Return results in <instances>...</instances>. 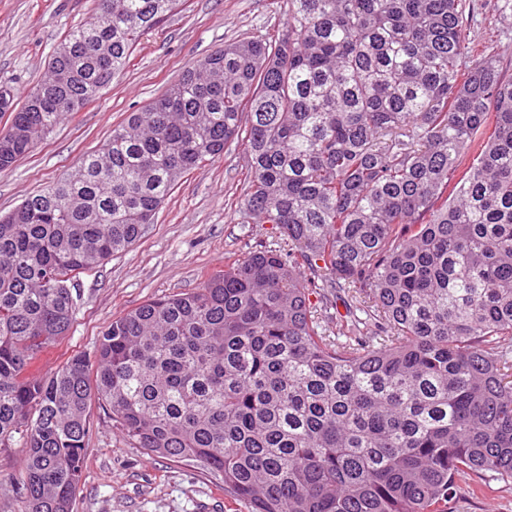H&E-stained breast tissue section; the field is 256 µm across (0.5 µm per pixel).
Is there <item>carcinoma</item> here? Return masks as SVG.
<instances>
[{"label":"carcinoma","mask_w":512,"mask_h":512,"mask_svg":"<svg viewBox=\"0 0 512 512\" xmlns=\"http://www.w3.org/2000/svg\"><path fill=\"white\" fill-rule=\"evenodd\" d=\"M183 2L97 0L21 106L0 91V171ZM286 5L277 35L202 56L0 215V450L22 448L26 512H72L94 402L134 447L218 473L247 512H448L464 476L512 483V77L466 58V0ZM241 133L247 210L280 240L34 376L80 275Z\"/></svg>","instance_id":"obj_1"}]
</instances>
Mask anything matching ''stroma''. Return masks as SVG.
Instances as JSON below:
<instances>
[{
    "mask_svg": "<svg viewBox=\"0 0 512 512\" xmlns=\"http://www.w3.org/2000/svg\"><path fill=\"white\" fill-rule=\"evenodd\" d=\"M469 2L470 49L497 55L511 77L512 24L497 20L485 0ZM96 7V0H0V88L23 102L45 78L53 50L93 17ZM285 23L279 0H186L144 34L99 98L67 115L33 153L0 171V212L73 171L126 113L151 103L196 59L245 35L272 36ZM247 172L240 144L228 143L222 155L181 180L140 242L81 275L73 325L37 360L39 373L53 372L74 353H93L102 332L127 310L191 291L207 274L223 269L229 254L272 241L271 225L255 223L244 204ZM90 422L73 512H245L203 466L130 445L99 405H92ZM21 473V450L0 451V512H25L15 493ZM477 482L474 475L461 482L452 512H512V487L495 480L492 493L481 496L473 491Z\"/></svg>",
    "mask_w": 512,
    "mask_h": 512,
    "instance_id": "1",
    "label": "stroma"
}]
</instances>
